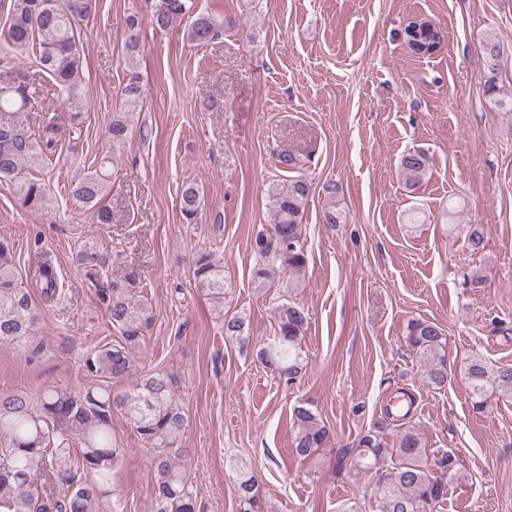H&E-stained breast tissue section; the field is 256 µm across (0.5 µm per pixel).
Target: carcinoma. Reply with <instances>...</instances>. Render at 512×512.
<instances>
[{"instance_id":"1","label":"carcinoma","mask_w":512,"mask_h":512,"mask_svg":"<svg viewBox=\"0 0 512 512\" xmlns=\"http://www.w3.org/2000/svg\"><path fill=\"white\" fill-rule=\"evenodd\" d=\"M145 16L152 28L164 31L189 17L187 38L197 45L215 39L224 21L205 10H195V0H143ZM97 12V0H0L3 29L0 30V180L16 185L19 199L29 208L41 206L49 189L42 170L51 163L59 147L83 124V49L81 32ZM404 43L415 55L427 56L440 43L441 31L413 20L403 29ZM33 55L32 64L13 62L17 53ZM504 45L496 38L485 43L489 70H497ZM47 74L55 85L54 115L33 133L26 125V113L36 99V76ZM121 109L112 114L107 137L122 143L132 129L134 114L144 103L139 78L131 76L121 90ZM401 168L409 186L420 182L429 166L422 151L403 155ZM112 161L104 156L95 168L82 174L72 196L87 208L93 223H112V209L105 203L112 190ZM326 202L324 222L346 220L339 207L341 186L323 187ZM310 182L293 176L287 183L269 189L273 214L271 229L259 232L253 250L263 263L253 270V279L265 283L271 269L288 271L299 281L306 257L301 217L309 200ZM180 214L185 224L199 222L202 197L196 182L180 190ZM75 265L99 299L106 305L109 322L118 338L85 360V372L92 382L74 389L46 385L31 397L22 391H0V512H96V502L112 483V470L124 454L112 440V413L129 420L152 455L154 481L153 512H199L200 505L187 467L178 461V441L187 426L186 414L178 402V379L168 373L147 374L129 388L119 389L132 371L134 350L146 341L154 321L151 306L133 295L140 284L139 269L132 267L116 279L104 278L105 258L94 246L78 250ZM192 275L204 288L214 307H224L226 289L224 265L212 253L199 251L192 261ZM35 288L41 302H55L59 281L47 260L38 267ZM40 309L31 289L16 274L13 249L0 240V340L21 345L29 355H44L43 344L34 336ZM250 316L224 315V335L240 347L251 345ZM308 323L305 308L284 302L277 308V326L272 338L257 348L256 358L274 375L288 383L302 371L301 340ZM443 330L434 322L413 319L407 325L405 342L424 368L428 385L441 389L448 384V366ZM472 410L483 413L491 399H512V365L489 366L479 357L465 369ZM296 428L292 454L301 463L331 440V429L311 409L293 410ZM393 418H385L362 434L356 448H340L339 462L349 463L358 473L378 476L377 512H434L445 500L448 484L459 476V462L451 451L429 462L420 434L404 428L388 441L386 431ZM78 438L73 452L70 442ZM236 491L241 512H263L258 477L247 467L238 469Z\"/></svg>"}]
</instances>
